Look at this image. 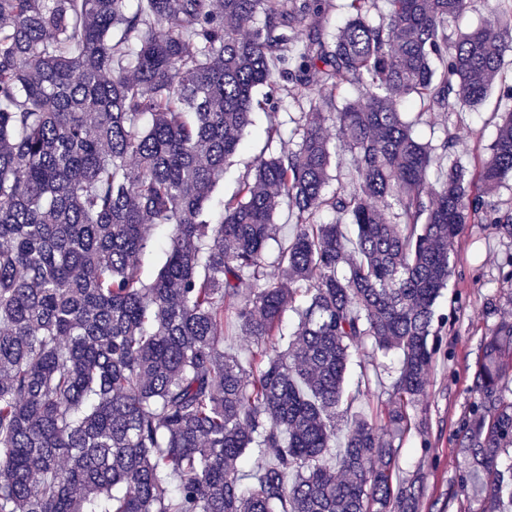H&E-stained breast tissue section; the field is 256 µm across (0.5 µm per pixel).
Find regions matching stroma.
I'll return each mask as SVG.
<instances>
[{
    "label": "stroma",
    "instance_id": "obj_1",
    "mask_svg": "<svg viewBox=\"0 0 512 512\" xmlns=\"http://www.w3.org/2000/svg\"><path fill=\"white\" fill-rule=\"evenodd\" d=\"M507 85H512V55L486 100L457 114L455 121L464 130L457 155L466 166L488 154L502 113L512 109V100L501 95ZM256 98L253 124L224 172L218 196L228 198L237 192L255 158L291 147L287 137L267 142L264 130L269 119H276L287 134L307 109L298 95L284 90L271 93L262 88ZM454 253L449 285L436 303L440 332L432 339L434 353L426 390L409 409L412 426L400 440L395 463L398 477L416 482L417 512H476L478 508L469 488L460 483L465 467L460 450L463 424L475 397L481 344L501 320L512 321V280L504 276L512 260V238L491 224H468L455 242ZM401 360L399 352L377 350L372 339L358 345L352 356L351 377L361 381L362 394L351 413L339 414L337 433H345L355 412L384 418L394 405L388 389Z\"/></svg>",
    "mask_w": 512,
    "mask_h": 512
}]
</instances>
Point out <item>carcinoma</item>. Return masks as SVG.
Here are the masks:
<instances>
[{"label": "carcinoma", "instance_id": "carcinoma-1", "mask_svg": "<svg viewBox=\"0 0 512 512\" xmlns=\"http://www.w3.org/2000/svg\"><path fill=\"white\" fill-rule=\"evenodd\" d=\"M327 2L0 0V512H416L396 440L426 387L462 227L512 237V204L490 200L512 176V111L476 187L460 129L424 143L401 104L446 120L480 105L512 23L450 34L470 0H387L376 21L375 0H349L329 40ZM281 80L308 104L296 146L257 157L215 223L256 92ZM341 86L358 97L338 104ZM324 118L354 156L351 190H325ZM283 201L296 230L273 257ZM323 212L349 219L353 247ZM156 226L165 261L148 276ZM231 326L255 345L246 363L224 351ZM367 338L402 353L396 406L382 425L355 418L334 470ZM510 353L503 320L461 441L478 512L512 501Z\"/></svg>", "mask_w": 512, "mask_h": 512}]
</instances>
